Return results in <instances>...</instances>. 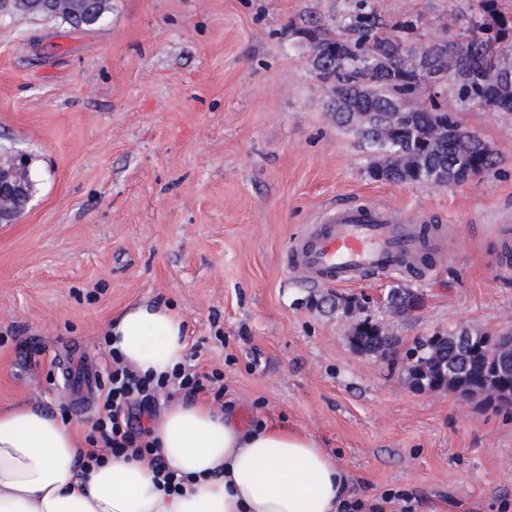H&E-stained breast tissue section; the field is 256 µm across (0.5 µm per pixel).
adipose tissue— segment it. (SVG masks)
I'll return each mask as SVG.
<instances>
[{
    "mask_svg": "<svg viewBox=\"0 0 512 512\" xmlns=\"http://www.w3.org/2000/svg\"><path fill=\"white\" fill-rule=\"evenodd\" d=\"M112 349L142 375L185 362L183 320L146 303L125 310ZM159 453L184 486L166 493L147 457L85 469L81 441L61 417L19 404L0 411V512H343L344 468L309 435L263 423L250 429L201 402H177L152 424Z\"/></svg>",
    "mask_w": 512,
    "mask_h": 512,
    "instance_id": "adipose-tissue-1",
    "label": "adipose tissue"
}]
</instances>
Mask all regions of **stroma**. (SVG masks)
<instances>
[{"mask_svg":"<svg viewBox=\"0 0 512 512\" xmlns=\"http://www.w3.org/2000/svg\"><path fill=\"white\" fill-rule=\"evenodd\" d=\"M385 34L454 38L474 0H368ZM359 0H108L97 29L0 15V153L30 158L34 192L0 226V409L33 403L88 434L58 371L93 360L129 306L184 321L188 364L221 371L206 401L243 428L313 436L358 498L388 512H512V405L416 390L403 360L349 344L336 294L369 298L400 351L464 324L512 326V114L461 122L495 150L461 186L370 178L371 155L325 110L305 30L343 28ZM375 201L437 225L424 277L363 276L339 289L286 271L291 238L329 206ZM403 284L423 297L398 317Z\"/></svg>","mask_w":512,"mask_h":512,"instance_id":"35a3bbf8","label":"stroma"}]
</instances>
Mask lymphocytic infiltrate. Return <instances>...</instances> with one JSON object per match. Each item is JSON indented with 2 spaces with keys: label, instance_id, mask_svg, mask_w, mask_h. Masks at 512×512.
I'll list each match as a JSON object with an SVG mask.
<instances>
[{
  "label": "lymphocytic infiltrate",
  "instance_id": "lymphocytic-infiltrate-1",
  "mask_svg": "<svg viewBox=\"0 0 512 512\" xmlns=\"http://www.w3.org/2000/svg\"><path fill=\"white\" fill-rule=\"evenodd\" d=\"M112 371L101 393L97 416L88 439L92 445L85 455L87 463H99L105 455L152 456L155 481L165 492L178 490L181 477L158 457L151 431L142 423L143 415L152 413L161 395L170 390L192 396L205 391L207 384L220 382V372L198 373L186 366L171 375L153 378L139 375L126 366L119 354H112Z\"/></svg>",
  "mask_w": 512,
  "mask_h": 512
}]
</instances>
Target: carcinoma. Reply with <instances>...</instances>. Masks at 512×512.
I'll return each mask as SVG.
<instances>
[{
	"mask_svg": "<svg viewBox=\"0 0 512 512\" xmlns=\"http://www.w3.org/2000/svg\"><path fill=\"white\" fill-rule=\"evenodd\" d=\"M355 37L330 28L306 29L310 66L326 87V110L336 125L353 132L372 149L369 175L376 181L428 185L442 180L462 185L495 163L493 148L481 139H461L454 133L456 113L430 97L411 112L392 120L390 108L417 97L419 85L451 83L464 105L493 112H512V80L491 81V74H512V12L499 0H480L479 15L471 18L463 39L442 38L424 47L408 45L399 36L379 34L373 13L354 18ZM385 301L402 309L409 301L420 306L418 294L404 287L389 289ZM354 335L365 339L370 354L396 340L387 328L369 317L352 325ZM443 344L435 347L424 339L408 352L404 367L416 390L434 388L438 374L453 370L442 384L450 393H468L485 403L507 400L498 384L499 357L479 340L484 332L456 326L444 332ZM474 337L476 350L462 349L460 341Z\"/></svg>",
	"mask_w": 512,
	"mask_h": 512,
	"instance_id": "cac0c4a2",
	"label": "carcinoma"
}]
</instances>
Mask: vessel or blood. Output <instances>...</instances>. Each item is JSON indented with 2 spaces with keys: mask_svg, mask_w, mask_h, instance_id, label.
Returning a JSON list of instances; mask_svg holds the SVG:
<instances>
[{
  "mask_svg": "<svg viewBox=\"0 0 512 512\" xmlns=\"http://www.w3.org/2000/svg\"><path fill=\"white\" fill-rule=\"evenodd\" d=\"M416 245L400 211L370 204L342 203L325 210L319 223L307 225L288 252V270L316 285H345L362 272L393 273ZM75 387L82 409L94 404L98 388L92 366L82 368Z\"/></svg>",
  "mask_w": 512,
  "mask_h": 512,
  "instance_id": "vessel-or-blood-1",
  "label": "vessel or blood"
}]
</instances>
